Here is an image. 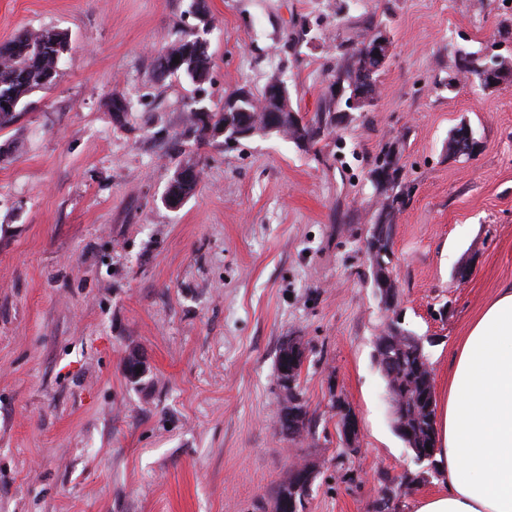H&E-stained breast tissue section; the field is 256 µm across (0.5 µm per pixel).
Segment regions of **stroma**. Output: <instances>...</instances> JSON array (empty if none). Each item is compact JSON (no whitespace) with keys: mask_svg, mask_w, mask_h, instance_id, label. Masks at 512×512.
<instances>
[{"mask_svg":"<svg viewBox=\"0 0 512 512\" xmlns=\"http://www.w3.org/2000/svg\"><path fill=\"white\" fill-rule=\"evenodd\" d=\"M188 3L0 0V43L70 38L57 82L0 130V512H278L303 462L306 512H377L385 485L424 469L374 361L386 314L364 247L371 171L396 157L399 309L429 340L439 393L459 339L512 281V81L447 87L457 51L512 58V0H206L216 108L278 79L310 117L353 43L382 29L391 54L372 105L314 146L219 136L175 150L196 88L151 71L185 35ZM117 95L134 103L123 120ZM463 123L469 156L448 150ZM186 165L201 181L173 210L163 196ZM290 337L317 422L298 441L278 429L275 351ZM336 395L358 418L356 449Z\"/></svg>","mask_w":512,"mask_h":512,"instance_id":"obj_1","label":"stroma"}]
</instances>
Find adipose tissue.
Listing matches in <instances>:
<instances>
[{"label": "adipose tissue", "instance_id": "adipose-tissue-1", "mask_svg": "<svg viewBox=\"0 0 512 512\" xmlns=\"http://www.w3.org/2000/svg\"><path fill=\"white\" fill-rule=\"evenodd\" d=\"M438 418L446 489L414 512H512V281L457 345Z\"/></svg>", "mask_w": 512, "mask_h": 512}]
</instances>
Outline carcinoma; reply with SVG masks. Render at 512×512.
Returning <instances> with one entry per match:
<instances>
[{
	"instance_id": "cac0c4a2",
	"label": "carcinoma",
	"mask_w": 512,
	"mask_h": 512,
	"mask_svg": "<svg viewBox=\"0 0 512 512\" xmlns=\"http://www.w3.org/2000/svg\"><path fill=\"white\" fill-rule=\"evenodd\" d=\"M13 50L5 56L0 66V130L13 123L21 113L29 108L33 101L31 96L37 91L56 83L60 76V63L64 57L63 50L69 43L64 31L46 29L40 31L22 30L9 40ZM189 36H184L157 54L153 69L166 67L170 75L186 74L190 79H205L212 69V55L204 53L193 56ZM179 62H174V57ZM367 56L357 46L345 54L344 64L336 71V80L343 82L344 90H350L360 70L366 68ZM474 78L489 86L512 78V62L501 61L498 70L483 68L480 57L471 52H460L454 58L453 71L448 78V86L457 84L459 77ZM213 125L224 124V113L209 112L207 120H202L197 113H187V134L198 142L207 138L206 122ZM292 136L303 137L311 144L318 142L326 133L336 126V113L321 111L296 127L283 122ZM396 162L387 154L378 161L372 170V176L379 189V208L376 210L375 223L379 224L392 218L399 206L394 195L397 188ZM419 337L408 334L401 339L390 337V348L377 367L385 379L391 401L399 414L398 420L406 434L405 443L414 451L415 458L420 454L417 448L426 446L436 448L434 385L431 368L426 354L417 345ZM278 388L281 391V410H288L295 416L289 420L280 418L281 434L292 441L299 440L312 433L313 419L309 415L300 384L290 388L285 383L286 376L277 375ZM279 498L295 499L304 505L309 496V489L295 488L289 481H284L278 490Z\"/></svg>"
}]
</instances>
